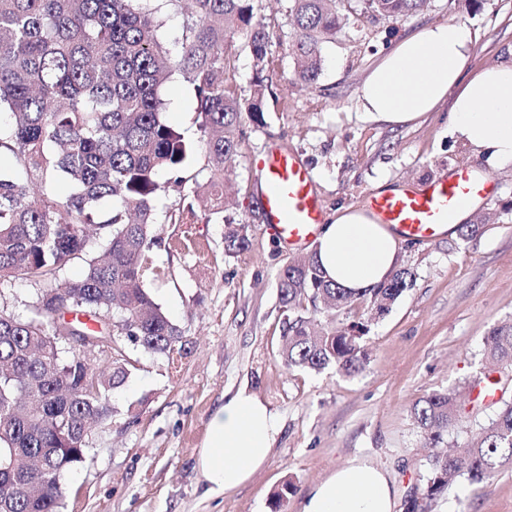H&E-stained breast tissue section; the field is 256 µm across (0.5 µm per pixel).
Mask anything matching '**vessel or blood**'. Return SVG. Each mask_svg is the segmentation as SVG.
<instances>
[{
	"mask_svg": "<svg viewBox=\"0 0 512 512\" xmlns=\"http://www.w3.org/2000/svg\"><path fill=\"white\" fill-rule=\"evenodd\" d=\"M260 198L270 237L286 250L314 242L325 222L312 172L288 149L273 146L259 155ZM496 189L491 175L459 168L422 188L373 192L365 202L378 223L400 239L425 242L442 234L459 211L488 200Z\"/></svg>",
	"mask_w": 512,
	"mask_h": 512,
	"instance_id": "vessel-or-blood-1",
	"label": "vessel or blood"
}]
</instances>
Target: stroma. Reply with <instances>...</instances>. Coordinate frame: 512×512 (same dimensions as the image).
I'll return each instance as SVG.
<instances>
[{
	"label": "stroma",
	"mask_w": 512,
	"mask_h": 512,
	"mask_svg": "<svg viewBox=\"0 0 512 512\" xmlns=\"http://www.w3.org/2000/svg\"><path fill=\"white\" fill-rule=\"evenodd\" d=\"M271 37L265 123L242 119L240 153L232 164L234 192L223 213L196 202L207 180L196 155L189 181L168 184L153 205L161 219L151 252L153 273L144 286L183 332L173 357L124 351L130 376L110 396L111 417L88 437L91 459L63 490L62 512H271L282 480L295 486L281 512H301L311 486L353 458L384 468L396 485L393 512L422 495L432 451L413 417L420 399L460 391L463 414L442 446L465 444L495 418L497 402L472 398L476 378L488 373L485 338L512 325V166L497 167L454 142L448 108L393 129L365 119L357 108L361 83L380 53L401 35L426 24L454 20L475 35L474 63L496 62L512 49V0H428L398 21L351 16L324 43L323 71L298 84L288 50L287 0H255ZM227 84L241 98L252 91L253 60L242 34L228 35ZM166 120L188 142L201 136L190 86L173 76L162 89ZM278 144L311 167L327 217L359 207L378 182L419 184L449 169L491 174L494 195L468 218L481 225L466 239L449 231L437 239L399 246V265L414 274L388 312L361 302L338 322L362 320L368 359L347 375L287 369L278 357L282 323V270L294 258L265 231L256 191L254 157ZM193 203L192 225L166 223L172 209ZM244 226L247 250L227 253L228 225ZM247 389L282 419L267 464L231 495L209 498L196 467L211 415L225 395ZM429 512H512V469L484 484L459 477L429 504Z\"/></svg>",
	"instance_id": "obj_1"
}]
</instances>
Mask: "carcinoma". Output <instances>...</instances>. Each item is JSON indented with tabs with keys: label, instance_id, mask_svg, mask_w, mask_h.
I'll use <instances>...</instances> for the list:
<instances>
[{
	"label": "carcinoma",
	"instance_id": "carcinoma-1",
	"mask_svg": "<svg viewBox=\"0 0 512 512\" xmlns=\"http://www.w3.org/2000/svg\"><path fill=\"white\" fill-rule=\"evenodd\" d=\"M351 0H288L289 51L298 81L322 72L323 43L345 26L336 9ZM254 0H0V287L16 280L36 297L22 319L0 306V512H60L73 465L86 461V432L111 414L109 396L129 376L118 337L147 353L168 355L182 331L144 288L155 244L153 201L166 182L184 181L204 155L205 193L223 211L224 163L240 149L242 115L264 122L269 32ZM427 0H363L373 15L400 20ZM183 16L166 31L170 10ZM245 32L254 61L253 92L226 86L227 28ZM179 75L192 87L201 138L193 146L165 117L162 86ZM67 181L72 191L56 195ZM109 204L105 216L101 203ZM229 253L248 249L241 228L224 235ZM77 260L82 277L67 280ZM412 286L402 269L377 288L348 291L325 280L311 252L280 276L288 310L278 356L289 369L348 374L367 360L366 326H336V313L360 300L379 312ZM321 302L311 315L304 304ZM110 337L117 356L106 366L75 360L69 335ZM485 355L512 369V327L494 328ZM461 394L435 392L414 418L435 448L460 417ZM512 466V401L470 442L430 460L427 496L460 476L492 480Z\"/></svg>",
	"mask_w": 512,
	"mask_h": 512
}]
</instances>
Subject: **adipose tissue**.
Instances as JSON below:
<instances>
[{"label":"adipose tissue","mask_w":512,"mask_h":512,"mask_svg":"<svg viewBox=\"0 0 512 512\" xmlns=\"http://www.w3.org/2000/svg\"><path fill=\"white\" fill-rule=\"evenodd\" d=\"M474 37L465 24L420 27L396 40L369 69L357 108L393 127L448 105L457 140L497 165H512V55L490 65L471 64ZM317 258L326 279L362 291L388 279L399 264L398 237L364 208H343L323 225ZM282 431L280 416L253 393L225 396L197 450L209 497L244 486L268 461ZM395 486L384 470L355 458L315 484L301 512H393Z\"/></svg>","instance_id":"adipose-tissue-1"}]
</instances>
